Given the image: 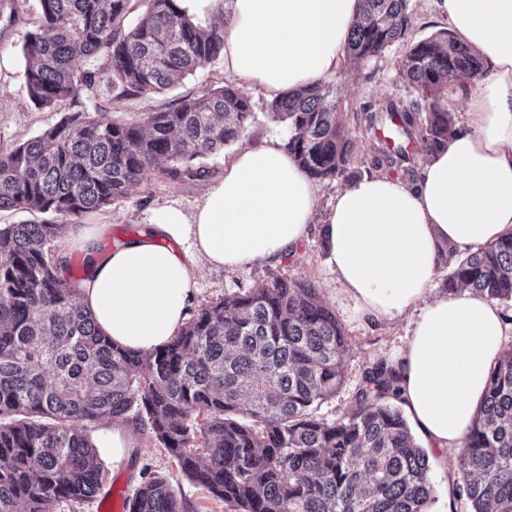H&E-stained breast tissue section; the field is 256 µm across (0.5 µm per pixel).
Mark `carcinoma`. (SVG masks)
<instances>
[{"instance_id":"cac0c4a2","label":"carcinoma","mask_w":512,"mask_h":512,"mask_svg":"<svg viewBox=\"0 0 512 512\" xmlns=\"http://www.w3.org/2000/svg\"><path fill=\"white\" fill-rule=\"evenodd\" d=\"M39 0L37 30L21 51L30 99L47 111L78 85L122 95L157 92L224 56L222 25L202 26L182 0ZM410 0H360L347 55L369 62L406 39ZM108 59L97 70L98 55ZM478 53L450 32L414 41L400 71L406 97L364 109L371 165L413 177L420 157L459 130L443 93L467 91ZM335 87L320 81L274 98L285 148L314 182L353 176V142ZM254 121L231 85L119 123L77 108L0 153V210L47 215L0 225V512H55L101 488L91 431L128 419L178 461L226 512H430L429 457L396 402L399 373L365 372L351 408L318 411L341 382L346 333L307 281L274 278L201 306L162 347L134 351L103 335L77 302L81 279L52 254L66 220L123 197L162 162L201 178L191 162L224 151ZM448 289L512 302V232L464 257L441 251ZM457 467L472 512H512V346L491 367ZM128 512H190L166 478L150 476Z\"/></svg>"}]
</instances>
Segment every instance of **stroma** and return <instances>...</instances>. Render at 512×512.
<instances>
[{"instance_id":"stroma-1","label":"stroma","mask_w":512,"mask_h":512,"mask_svg":"<svg viewBox=\"0 0 512 512\" xmlns=\"http://www.w3.org/2000/svg\"><path fill=\"white\" fill-rule=\"evenodd\" d=\"M39 17L38 0H0V152L40 135L75 103L114 121L141 122L148 113L175 107L183 98L196 97L235 82L225 71L223 61L218 60L205 64L179 85L160 93L121 97L102 83L91 90L80 86L72 101L62 102L52 112L42 110L27 93L20 52L25 35L37 28ZM407 49V43L394 44L379 60L369 64L350 62L328 79L336 89L340 119L354 143L352 166L357 177L373 175L374 170L370 164L373 144L358 128L356 114L365 105H377L404 95L400 70ZM246 97L255 113L252 125L239 144L229 145L223 152L203 160L207 171L204 178L197 180L157 172L129 188L125 196L111 205L79 216V223L103 225L102 250H110L115 243L136 236L155 209L176 204L184 210H193L201 203L207 184L223 177L225 165L239 146L258 143L271 136L286 140L285 125L272 121L267 115L268 99L251 91ZM327 257L321 227L311 225L307 241L295 255L281 262H255L238 270L203 269L193 304L202 306L224 294L264 284L276 276L311 282L348 337L349 352L341 367L342 382L319 410L322 418L333 421L348 410L370 366L379 361L394 367L399 365L413 315L408 312L390 321H378L361 313L354 299L337 283ZM429 466L435 496L431 512H471L455 452L430 453ZM147 473L165 476L175 493L192 505L193 512H224L222 502L211 499L184 477L176 459L162 445L147 438L141 440L136 456L117 469L106 470L96 499L81 504L63 501L56 512H104L103 504L107 501L112 504L111 512H124L125 497L134 494Z\"/></svg>"}]
</instances>
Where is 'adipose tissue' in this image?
<instances>
[{
    "label": "adipose tissue",
    "instance_id": "1",
    "mask_svg": "<svg viewBox=\"0 0 512 512\" xmlns=\"http://www.w3.org/2000/svg\"><path fill=\"white\" fill-rule=\"evenodd\" d=\"M192 13L222 12L224 68L246 89L275 98L324 80L347 61L358 0H185ZM454 36L490 72L466 120L412 183L378 174L339 191L320 218L336 279L360 312L417 317L399 372L401 396L423 448H461L494 361L503 352L498 308L462 290L437 296L440 249L475 251L512 231V0H437ZM316 189L279 139L238 150L191 212L157 210L136 236L101 251L98 224L72 231L68 249L90 257L79 302L99 330L135 351L160 348L185 324L208 264L234 270L277 262L307 238ZM174 248L163 247V240ZM102 464L137 444L116 421L93 437Z\"/></svg>",
    "mask_w": 512,
    "mask_h": 512
}]
</instances>
